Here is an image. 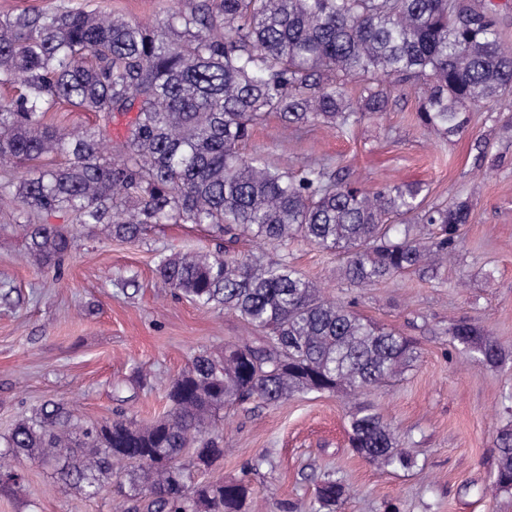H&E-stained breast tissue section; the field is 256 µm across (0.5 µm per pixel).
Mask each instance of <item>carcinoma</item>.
Instances as JSON below:
<instances>
[{
  "instance_id": "carcinoma-1",
  "label": "carcinoma",
  "mask_w": 512,
  "mask_h": 512,
  "mask_svg": "<svg viewBox=\"0 0 512 512\" xmlns=\"http://www.w3.org/2000/svg\"><path fill=\"white\" fill-rule=\"evenodd\" d=\"M368 80L352 100L345 80ZM426 80L419 124L462 132L470 108L512 95V49L498 30L493 0L465 9L454 0H199L153 26L62 8L0 20V84L24 92L0 99V201L29 218L57 212L135 242L151 224L210 226L216 236L262 243L301 239L343 257L342 276L365 288L409 271L432 273L456 250L471 204L428 207L421 188L374 191L346 181L322 161L282 169L240 146L271 112L288 127L323 124L346 133L387 110L389 79ZM67 103L106 117L135 113L123 149L108 153L100 130L70 133L45 122ZM61 156V167L14 182L5 165ZM28 253L60 266L73 247L56 224H21ZM164 284L203 307L222 305L263 332L204 352L173 380L167 416L149 427L120 415L85 425L75 409L47 403L6 438L14 458L57 464L59 482L95 497L101 477L130 466L121 512H246L240 480L193 482L194 471L224 459L209 432L228 403L276 405L295 392L353 394L401 372L414 343L330 300L279 256L265 262L219 252L165 257ZM453 339L479 362L501 351L461 321ZM350 443L363 458L409 468L413 456L378 413L350 415ZM497 485L512 490V429L498 435ZM0 495L23 480L0 466ZM346 495L335 479L316 491L336 512Z\"/></svg>"
}]
</instances>
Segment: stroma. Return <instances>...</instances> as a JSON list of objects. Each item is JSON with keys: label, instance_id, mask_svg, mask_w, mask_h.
<instances>
[{"label": "stroma", "instance_id": "obj_1", "mask_svg": "<svg viewBox=\"0 0 512 512\" xmlns=\"http://www.w3.org/2000/svg\"><path fill=\"white\" fill-rule=\"evenodd\" d=\"M194 0H0V19L24 10L113 11L131 21L189 9ZM386 112L366 115L343 135L321 124L284 128L277 115L242 147L282 168L326 159L375 190L417 184L430 203L469 199L462 241L437 277L402 275L356 290L338 276L336 254L295 241L230 253L265 261L284 255L360 317L416 342L417 356L392 381L362 391L297 393L279 405L232 404L216 431L224 458L194 481L244 480L247 512H318L315 489L330 477L347 489L337 512H512V491L494 482L499 428L512 425V99L469 114L463 132L443 137L419 125L414 81L391 85ZM19 211L0 210V454L13 424L46 401L68 404L89 422L125 412L140 424L166 416V389L194 355L222 357L252 337L235 313L174 295L156 272L164 256L209 253L216 236L197 224H153L136 243L73 228L61 270L27 253ZM467 320L491 336L504 360L474 362L449 328ZM391 423L416 464L368 462L349 443L357 408ZM25 479L0 512H116L123 471L102 478L99 496L62 490L53 465L24 461Z\"/></svg>", "mask_w": 512, "mask_h": 512}]
</instances>
